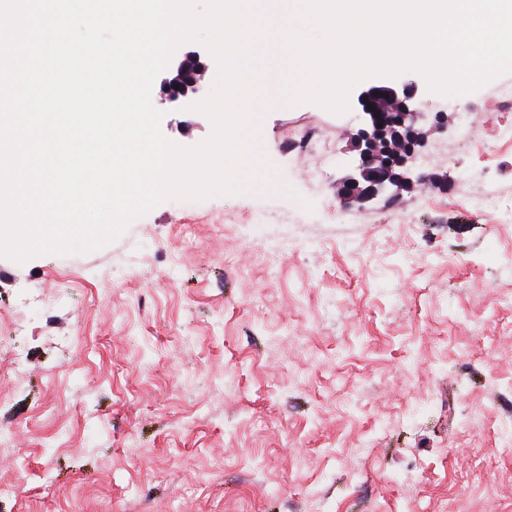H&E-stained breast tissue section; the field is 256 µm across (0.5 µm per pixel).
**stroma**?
Returning <instances> with one entry per match:
<instances>
[{"label":"stroma","mask_w":512,"mask_h":512,"mask_svg":"<svg viewBox=\"0 0 512 512\" xmlns=\"http://www.w3.org/2000/svg\"><path fill=\"white\" fill-rule=\"evenodd\" d=\"M507 89L431 96L444 193L339 208L357 110L272 108L266 185L164 202L90 254L0 257V485L23 483L0 512H512ZM306 126L330 160L286 154Z\"/></svg>","instance_id":"35a3bbf8"}]
</instances>
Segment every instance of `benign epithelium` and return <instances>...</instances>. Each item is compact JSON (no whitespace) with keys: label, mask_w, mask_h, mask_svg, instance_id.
Masks as SVG:
<instances>
[{"label":"benign epithelium","mask_w":512,"mask_h":512,"mask_svg":"<svg viewBox=\"0 0 512 512\" xmlns=\"http://www.w3.org/2000/svg\"><path fill=\"white\" fill-rule=\"evenodd\" d=\"M213 57L200 45H181L165 70L159 103L170 112L203 99L210 90ZM426 84L387 78L364 85L356 99L361 125L350 151L352 159L337 182V195L347 208H362L388 193L395 197L421 181L448 191V175L418 172L415 164L425 145L428 122L442 125V113L428 112Z\"/></svg>","instance_id":"obj_1"}]
</instances>
